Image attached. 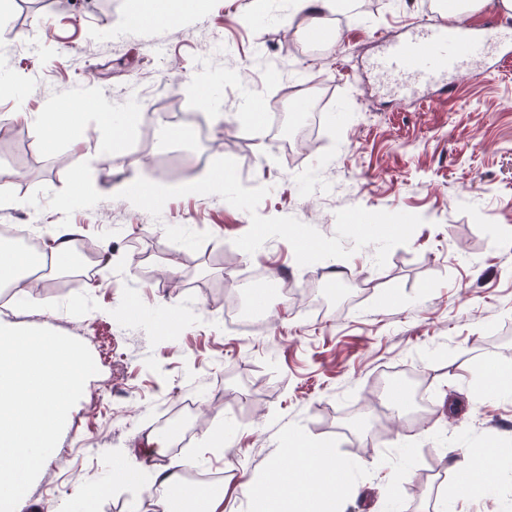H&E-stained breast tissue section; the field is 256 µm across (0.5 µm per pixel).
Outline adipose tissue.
Instances as JSON below:
<instances>
[{
  "instance_id": "obj_1",
  "label": "adipose tissue",
  "mask_w": 512,
  "mask_h": 512,
  "mask_svg": "<svg viewBox=\"0 0 512 512\" xmlns=\"http://www.w3.org/2000/svg\"><path fill=\"white\" fill-rule=\"evenodd\" d=\"M76 229L70 225L56 226L52 245L45 254H31L0 243V288H11L28 294L30 275L35 268L65 269L72 256ZM345 470L344 463L321 446L304 443L288 468L272 465L268 478L257 484L241 482L240 489L255 512H332L336 492V477ZM183 482L180 464L168 465L155 473V484L164 489L160 501L163 512H223V493H206L192 503H173L167 492Z\"/></svg>"
}]
</instances>
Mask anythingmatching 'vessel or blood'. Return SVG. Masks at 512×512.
Returning <instances> with one entry per match:
<instances>
[{
  "label": "vessel or blood",
  "mask_w": 512,
  "mask_h": 512,
  "mask_svg": "<svg viewBox=\"0 0 512 512\" xmlns=\"http://www.w3.org/2000/svg\"><path fill=\"white\" fill-rule=\"evenodd\" d=\"M498 44V34L492 29L477 30L458 19L431 20L404 38L388 41L372 68L397 90L409 91L465 72L479 73L480 62Z\"/></svg>",
  "instance_id": "vessel-or-blood-1"
}]
</instances>
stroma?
I'll return each mask as SVG.
<instances>
[{
	"instance_id": "obj_1",
	"label": "stroma",
	"mask_w": 512,
	"mask_h": 512,
	"mask_svg": "<svg viewBox=\"0 0 512 512\" xmlns=\"http://www.w3.org/2000/svg\"><path fill=\"white\" fill-rule=\"evenodd\" d=\"M139 11L141 21L130 18ZM173 11L180 20L155 22ZM440 0H347L326 13L337 39L310 33L294 0H5L0 6V224H76L111 258L47 270L32 296H0V325L48 328L82 341L98 367L25 494L40 512H158L157 467L220 477L224 512H249L242 480L262 482L289 435L331 448L346 465L340 512H501L512 503L504 463L484 495L459 492L451 448L512 446V398H490L477 374L512 370V65L500 53L482 78L402 94L371 63L386 42L443 17ZM200 82L190 98L180 86ZM127 125L122 150L86 92ZM324 113L305 150L285 153L247 113L289 115L296 96ZM78 111L72 136L45 141L14 119L18 100ZM155 154L193 175L156 179L134 157L144 127ZM224 167L223 193L195 185ZM82 185H75V174ZM157 191L133 207L122 183ZM70 207H60L62 199ZM324 289L353 285L340 312L265 304L264 327L224 323L241 274ZM176 318V335L162 334ZM407 369L401 410L377 417V377ZM431 410L405 421L418 390ZM194 404L184 446L169 444L136 480L122 455L170 434ZM224 430V445L207 438Z\"/></svg>"
}]
</instances>
